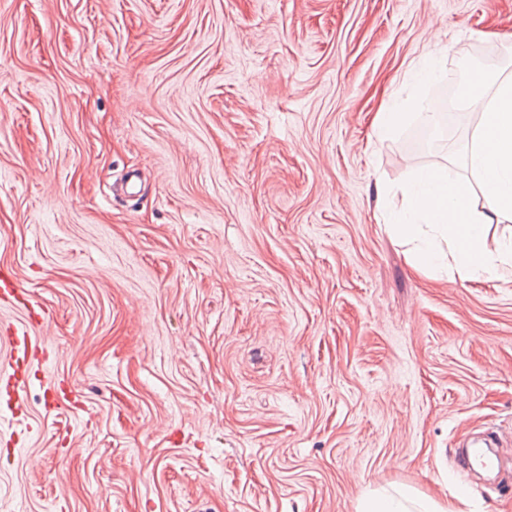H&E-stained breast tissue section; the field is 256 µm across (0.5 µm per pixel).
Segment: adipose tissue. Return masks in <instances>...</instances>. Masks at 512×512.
<instances>
[{
	"instance_id": "1",
	"label": "adipose tissue",
	"mask_w": 512,
	"mask_h": 512,
	"mask_svg": "<svg viewBox=\"0 0 512 512\" xmlns=\"http://www.w3.org/2000/svg\"><path fill=\"white\" fill-rule=\"evenodd\" d=\"M480 119L464 149V180L450 165L414 169L400 186L401 203L385 201L387 223L409 247L410 263L421 273L443 272L460 281L512 280V76L478 74L463 101ZM448 115L419 112L414 103L389 98L371 128L384 140L410 123L440 128ZM356 512H457L454 504L415 499L407 492H378L362 498Z\"/></svg>"
}]
</instances>
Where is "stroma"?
I'll return each instance as SVG.
<instances>
[{"label":"stroma","instance_id":"1","mask_svg":"<svg viewBox=\"0 0 512 512\" xmlns=\"http://www.w3.org/2000/svg\"><path fill=\"white\" fill-rule=\"evenodd\" d=\"M444 56L422 89L403 76ZM512 74V0H0V304L44 351L0 401V512H512V281L416 272L380 186L477 122L377 141ZM416 105L390 97L381 112H375L371 128L378 140H384L395 134L409 123L438 129L448 119L445 112H414ZM452 502L441 505L429 498L413 499L405 491L378 492L360 500L356 512H458Z\"/></svg>","mask_w":512,"mask_h":512}]
</instances>
